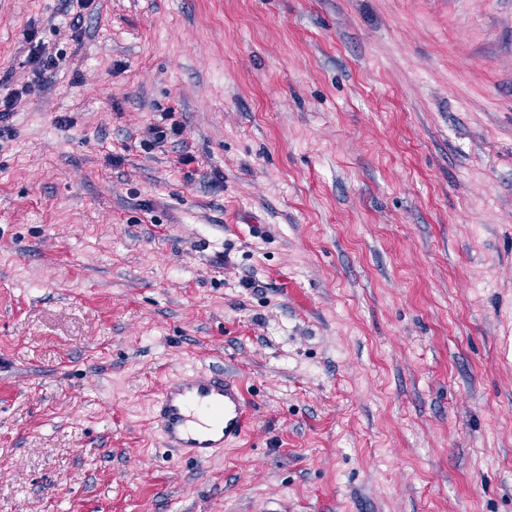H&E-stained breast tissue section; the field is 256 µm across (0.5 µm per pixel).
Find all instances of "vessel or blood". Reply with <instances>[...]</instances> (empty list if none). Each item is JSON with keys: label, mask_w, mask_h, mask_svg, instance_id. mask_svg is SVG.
Instances as JSON below:
<instances>
[{"label": "vessel or blood", "mask_w": 512, "mask_h": 512, "mask_svg": "<svg viewBox=\"0 0 512 512\" xmlns=\"http://www.w3.org/2000/svg\"><path fill=\"white\" fill-rule=\"evenodd\" d=\"M151 419L165 447L203 461L245 436L250 422L247 391L223 370L192 371L161 390Z\"/></svg>", "instance_id": "obj_1"}]
</instances>
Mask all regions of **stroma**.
Instances as JSON below:
<instances>
[{
	"mask_svg": "<svg viewBox=\"0 0 512 512\" xmlns=\"http://www.w3.org/2000/svg\"><path fill=\"white\" fill-rule=\"evenodd\" d=\"M67 4L0 0V512H512V0ZM21 101V95L17 92L7 94L3 101H0V139L12 137L14 110ZM180 135V125L168 124L164 117L161 121L150 123L142 130L141 143L151 148H164L168 143L174 142ZM151 419L166 448L193 461L207 460L245 436L247 391L222 369L185 373L154 399Z\"/></svg>",
	"mask_w": 512,
	"mask_h": 512,
	"instance_id": "35a3bbf8",
	"label": "stroma"
}]
</instances>
